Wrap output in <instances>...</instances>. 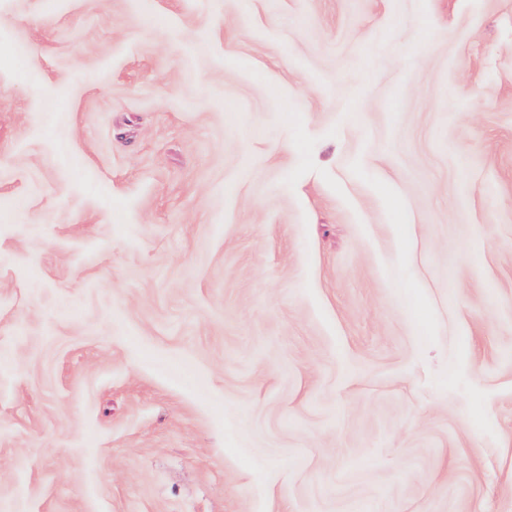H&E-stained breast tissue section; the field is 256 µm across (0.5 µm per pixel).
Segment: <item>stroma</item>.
I'll use <instances>...</instances> for the list:
<instances>
[{
  "label": "stroma",
  "mask_w": 512,
  "mask_h": 512,
  "mask_svg": "<svg viewBox=\"0 0 512 512\" xmlns=\"http://www.w3.org/2000/svg\"><path fill=\"white\" fill-rule=\"evenodd\" d=\"M0 512H512V0H0Z\"/></svg>",
  "instance_id": "stroma-1"
}]
</instances>
